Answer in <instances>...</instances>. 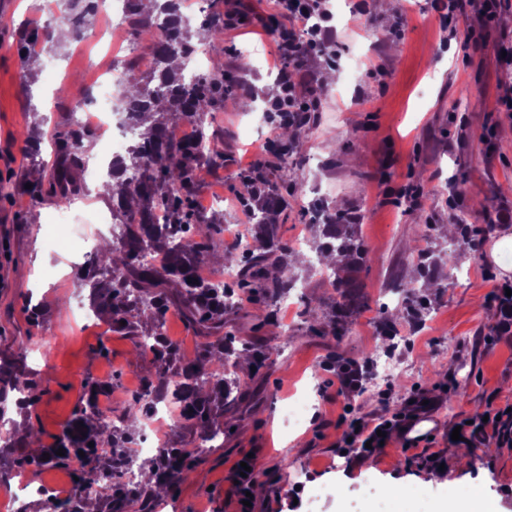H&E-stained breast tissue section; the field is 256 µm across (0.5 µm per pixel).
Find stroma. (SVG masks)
Returning <instances> with one entry per match:
<instances>
[{
	"label": "stroma",
	"mask_w": 512,
	"mask_h": 512,
	"mask_svg": "<svg viewBox=\"0 0 512 512\" xmlns=\"http://www.w3.org/2000/svg\"><path fill=\"white\" fill-rule=\"evenodd\" d=\"M48 0H14L0 19V241L10 245L0 261V359L46 362L35 373L37 397L4 416L9 431L39 430L51 444L81 405L86 383L108 380L107 402L121 415L127 401L155 374L152 354L137 355L131 339L106 317L83 323L71 314L74 297L90 298L82 281L84 259L46 246L49 226L61 213L50 197L35 198L17 185L31 170L54 162L51 139L71 125V96L110 68L137 37L102 35L107 21L96 15L80 35L53 51L22 53L31 31L55 30ZM338 33L336 67L314 59L318 81L302 95L318 97L321 110L301 130L302 147L288 159L299 179L288 209L277 220L279 242L290 251L319 241L315 211L348 210L360 221L356 236L366 262L344 277L364 298L340 332L320 322L313 300L330 304L334 282L320 266L291 267L296 283L274 306L240 292L224 316V333L257 341L264 367L239 366L241 385L218 422L223 437L204 440L168 421L163 442L193 453L194 470L155 499L152 512H438L453 496L478 512H512V447H472L463 460L451 434L462 421L482 422L512 404V335L495 338L489 308L493 282L483 279L478 255H490L507 225H488L496 212L512 217V113L498 111L502 94L495 51L512 38V0L498 17L485 49L468 54L463 34L444 36L429 0H397L392 13L377 12L372 28H358L354 0H322ZM273 12L271 0H224L234 25L220 41L196 39L221 59L235 81L253 96L225 95L206 131L224 151L222 164L203 166L195 198L219 200L223 239L242 218L238 195L244 161L271 159L263 145L273 133L264 112L267 89L276 83L275 45L259 24ZM402 25L404 35L388 38ZM41 138L30 151L26 135ZM419 186V206L395 205L397 192ZM464 218L472 243L457 260L448 258V226ZM437 263L423 274L420 255ZM380 356L398 362L396 375L375 391L338 394L335 367L347 361L372 365ZM439 397L431 439L406 450L391 440L381 453L346 457L334 446L344 405L370 419L383 408L401 409L416 391ZM303 394L309 414L302 428L289 427V400ZM254 456L256 472L249 508H241L232 478L240 458ZM444 463L447 484L426 482ZM77 464L18 471L0 457V494L11 497L2 476L20 475L57 492L75 485ZM372 476L374 487L363 483Z\"/></svg>",
	"instance_id": "35a3bbf8"
}]
</instances>
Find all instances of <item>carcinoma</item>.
<instances>
[{
    "mask_svg": "<svg viewBox=\"0 0 512 512\" xmlns=\"http://www.w3.org/2000/svg\"><path fill=\"white\" fill-rule=\"evenodd\" d=\"M75 3L81 5L74 22L76 27L98 12V0H75ZM180 5L181 0H162L156 6V13L144 14L140 0H127L132 27L155 49L156 61L155 71L147 76V84H141V78L130 74L122 79L120 94L136 128H141L144 116L149 113L154 123L151 133L139 134L136 144L129 150V159L121 158L112 164L110 179L102 184L104 191L112 196L115 211L123 217L124 242L102 250L87 273L93 280L98 313L108 314L112 328L131 337L137 353H152L157 370L154 378L147 381L145 394L125 407L120 429L106 423L96 407L98 396L112 393V382L96 381L87 385L80 415L46 446L51 462L66 463L80 458L99 464L97 473L112 480L105 486L103 512H131L136 505L140 506L138 512H149L153 490L140 482L128 487L114 481L116 459L102 456L99 449L110 448L115 453L131 443V433L148 413L147 401L155 385L176 382L173 395L182 403V419L191 429H209L211 440L224 435L223 430L210 427L213 416L238 388L234 371L238 357L232 346L224 342L222 334L224 313L233 308V291L222 281L215 283L197 274L206 258L224 252V243L217 237V220L193 206L198 172L205 164L224 161V152L215 147L204 155L196 144L178 141L169 135V124L183 120L196 124L202 137H207V117L224 102V93L231 85L220 67L192 80L186 79L184 70L190 62L191 35L183 25ZM157 14L168 17V26L158 32L153 26ZM204 29L210 40H217L223 33L224 15L218 10L208 14ZM88 137L89 131L85 129H69L57 141L56 165L45 171L40 180L30 182L28 193L38 197L46 186L58 206L69 205L81 195L84 192L81 155L86 152ZM300 148V137L294 131L289 138L277 143L273 152L275 161L258 166L253 175L242 180L244 193L250 195L258 186L263 196L254 210L261 232L259 244L247 245L238 285L269 304L276 303L289 286L286 279L271 281L267 278L270 266L278 268L282 274L288 271V253L276 239L274 220L288 209L289 189L272 180L268 170L284 168L288 155ZM157 209L166 211V223L153 222ZM325 217L328 220L324 225V235L328 238L325 251L364 263L367 250L351 233L357 216L337 211ZM148 249L164 254L163 270L142 261V252ZM336 284L342 290L329 323L338 331L342 328L343 316L352 312L356 304L343 290L345 283L341 278H336ZM171 308L179 311L203 339L200 353L192 361L184 360L178 347L161 332L162 318ZM133 311L148 314L152 326L143 328L130 320ZM227 364L233 370H225ZM208 373L215 375L216 380L208 379ZM31 386L32 378L20 364L0 363V403L7 400L9 394L20 389L29 391ZM33 444L40 445L42 441L39 434L32 432L18 438L11 436L5 442V447L15 453L16 467L31 464L26 449ZM60 448L65 455H56ZM155 463L159 481L163 483L184 481L194 470L187 450L182 448L160 449Z\"/></svg>",
    "mask_w": 512,
    "mask_h": 512,
    "instance_id": "carcinoma-1",
    "label": "carcinoma"
}]
</instances>
